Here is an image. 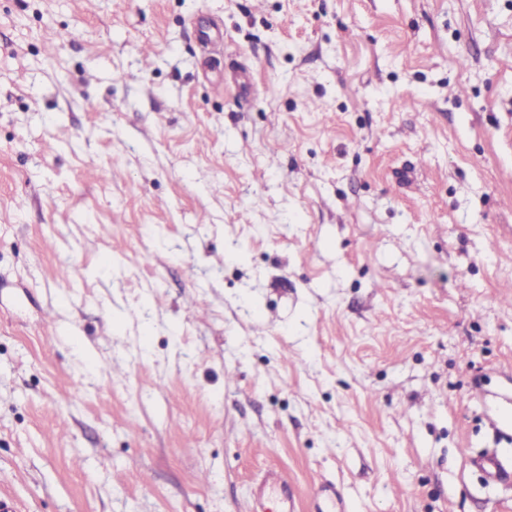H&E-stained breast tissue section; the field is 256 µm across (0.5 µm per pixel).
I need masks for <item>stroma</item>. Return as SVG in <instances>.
I'll use <instances>...</instances> for the list:
<instances>
[{
	"instance_id": "obj_1",
	"label": "stroma",
	"mask_w": 512,
	"mask_h": 512,
	"mask_svg": "<svg viewBox=\"0 0 512 512\" xmlns=\"http://www.w3.org/2000/svg\"><path fill=\"white\" fill-rule=\"evenodd\" d=\"M253 2L0 0V497L512 512V0ZM469 459L484 474L488 482L511 485V474L497 456L487 455ZM273 499L275 512H298V502L288 481L275 469H268L254 492L255 512H266V503ZM316 512H346L342 493L331 483H321L313 491Z\"/></svg>"
}]
</instances>
